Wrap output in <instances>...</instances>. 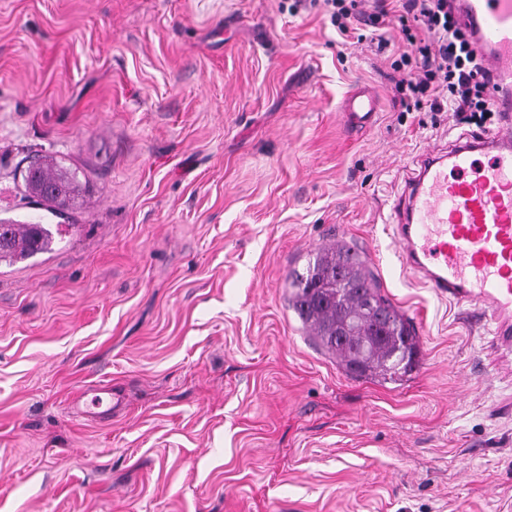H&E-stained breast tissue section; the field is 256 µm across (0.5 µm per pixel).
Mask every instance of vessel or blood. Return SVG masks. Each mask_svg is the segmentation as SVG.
Wrapping results in <instances>:
<instances>
[{
    "instance_id": "b4317fda",
    "label": "vessel or blood",
    "mask_w": 512,
    "mask_h": 512,
    "mask_svg": "<svg viewBox=\"0 0 512 512\" xmlns=\"http://www.w3.org/2000/svg\"><path fill=\"white\" fill-rule=\"evenodd\" d=\"M486 59L484 81L499 119L448 150L427 152L393 206L402 265L441 297L471 306L512 348V0H448ZM346 122L369 127L376 101L347 98Z\"/></svg>"
}]
</instances>
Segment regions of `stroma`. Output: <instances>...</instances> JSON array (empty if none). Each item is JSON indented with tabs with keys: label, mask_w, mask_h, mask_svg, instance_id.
<instances>
[{
	"label": "stroma",
	"mask_w": 512,
	"mask_h": 512,
	"mask_svg": "<svg viewBox=\"0 0 512 512\" xmlns=\"http://www.w3.org/2000/svg\"><path fill=\"white\" fill-rule=\"evenodd\" d=\"M290 2L0 0V217L56 223L34 156L86 185L51 251L0 265V512H512V367L391 231L470 127L395 112L370 39L396 14L345 45ZM339 241L415 328L403 381L347 375L288 307ZM100 387L111 415L77 413ZM346 122L351 127H370L375 118L376 101L366 89H358L347 97Z\"/></svg>",
	"instance_id": "obj_1"
}]
</instances>
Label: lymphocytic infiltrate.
Instances as JSON below:
<instances>
[{
	"label": "lymphocytic infiltrate",
	"instance_id": "f902f5d3",
	"mask_svg": "<svg viewBox=\"0 0 512 512\" xmlns=\"http://www.w3.org/2000/svg\"><path fill=\"white\" fill-rule=\"evenodd\" d=\"M404 46L391 62L403 112H454L484 126L493 109L480 79L483 59L448 0H398Z\"/></svg>",
	"mask_w": 512,
	"mask_h": 512
}]
</instances>
